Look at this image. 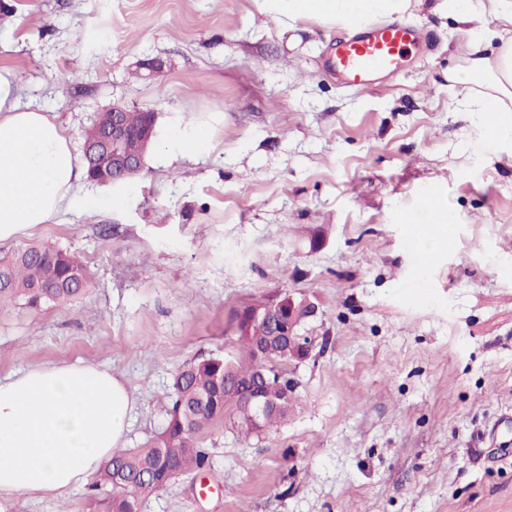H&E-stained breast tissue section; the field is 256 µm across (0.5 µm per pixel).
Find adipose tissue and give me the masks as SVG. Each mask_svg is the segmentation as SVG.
<instances>
[{"mask_svg": "<svg viewBox=\"0 0 512 512\" xmlns=\"http://www.w3.org/2000/svg\"><path fill=\"white\" fill-rule=\"evenodd\" d=\"M285 28L317 21L345 27L407 13L425 0H258ZM448 14L470 41L450 85L478 87L481 123L501 135L512 112V0H448ZM500 29L489 30L492 21ZM10 70L0 68V244L49 224L68 209L85 180L65 130L22 109ZM208 125L189 119L164 148L192 155ZM136 401L125 381L90 363H56L0 379V496L63 497L92 477L124 443Z\"/></svg>", "mask_w": 512, "mask_h": 512, "instance_id": "adipose-tissue-1", "label": "adipose tissue"}]
</instances>
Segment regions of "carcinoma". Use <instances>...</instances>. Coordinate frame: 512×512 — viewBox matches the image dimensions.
<instances>
[{
  "label": "carcinoma",
  "instance_id": "cac0c4a2",
  "mask_svg": "<svg viewBox=\"0 0 512 512\" xmlns=\"http://www.w3.org/2000/svg\"><path fill=\"white\" fill-rule=\"evenodd\" d=\"M155 113L127 111V129L139 133L153 124ZM89 283V273L76 257L58 248L37 245L0 256V305L22 299L31 306L69 302ZM240 340L248 361L241 364L222 356L204 359L179 370L173 378L174 399L166 427L140 448L113 455L88 486L92 497L102 498L107 512H141L145 498L167 487L177 476L201 472L211 466L197 435L224 417V371L242 381L272 373L282 362L299 353L296 345L288 352L278 349L264 358L257 346L272 333V322L235 314ZM239 427L246 433L267 430L288 416V406L262 425L252 421L242 400L236 404Z\"/></svg>",
  "mask_w": 512,
  "mask_h": 512
}]
</instances>
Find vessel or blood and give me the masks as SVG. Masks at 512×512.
<instances>
[{"label":"vessel or blood","mask_w":512,"mask_h":512,"mask_svg":"<svg viewBox=\"0 0 512 512\" xmlns=\"http://www.w3.org/2000/svg\"><path fill=\"white\" fill-rule=\"evenodd\" d=\"M348 37L337 41L333 63L346 84L366 86L375 76L396 78L403 72L404 60L419 40L420 25L399 20L372 24L352 21Z\"/></svg>","instance_id":"1"}]
</instances>
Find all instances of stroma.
<instances>
[{"label":"stroma","instance_id":"1","mask_svg":"<svg viewBox=\"0 0 512 512\" xmlns=\"http://www.w3.org/2000/svg\"><path fill=\"white\" fill-rule=\"evenodd\" d=\"M403 73L348 86L326 60L340 28L286 30L253 0H0V68L55 115L74 152L119 104L210 124L200 153L152 147L140 175L85 182L71 213L0 254L49 244L87 267L68 303L0 305V377L92 363L137 400L126 445L166 425L173 377L243 359L233 310L315 302L312 345L283 365L277 428L202 431L211 458L142 512H512V135L487 137L448 69L463 39L423 7ZM163 65L149 75L146 65ZM441 224L425 257L403 214ZM0 498V512H104Z\"/></svg>","mask_w":512,"mask_h":512}]
</instances>
